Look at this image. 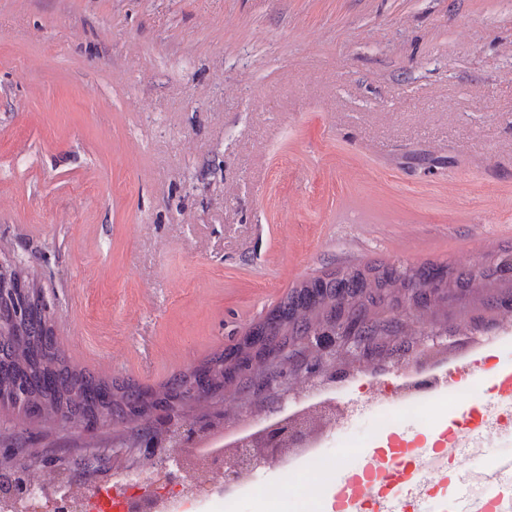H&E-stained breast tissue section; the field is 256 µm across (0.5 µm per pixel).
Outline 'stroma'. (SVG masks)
I'll use <instances>...</instances> for the list:
<instances>
[{
    "label": "stroma",
    "mask_w": 512,
    "mask_h": 512,
    "mask_svg": "<svg viewBox=\"0 0 512 512\" xmlns=\"http://www.w3.org/2000/svg\"><path fill=\"white\" fill-rule=\"evenodd\" d=\"M512 245V0H0V258L160 388L344 265ZM41 454L110 446L8 413Z\"/></svg>",
    "instance_id": "stroma-1"
}]
</instances>
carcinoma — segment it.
<instances>
[{"instance_id": "cac0c4a2", "label": "carcinoma", "mask_w": 512, "mask_h": 512, "mask_svg": "<svg viewBox=\"0 0 512 512\" xmlns=\"http://www.w3.org/2000/svg\"><path fill=\"white\" fill-rule=\"evenodd\" d=\"M512 269V247L499 249L482 268L472 271L446 266L440 289L423 291L434 274L430 266L374 265L343 267L303 282L266 317L251 328L263 336L240 343L238 363L264 361L288 350V360L305 357V337L323 330L342 336L344 315L360 317V335L372 339L370 357L379 361L398 356V348L426 331L432 309L448 300H477L483 310L512 304V287L500 288L502 272ZM347 309L336 308V298ZM0 408L25 417L62 420L79 425L101 415L120 416L131 406L149 416L162 403L202 386L212 393L234 384L220 352L203 366L170 379L163 390L150 393L130 379H103L72 365L62 354L47 318L14 287L0 288Z\"/></svg>"}]
</instances>
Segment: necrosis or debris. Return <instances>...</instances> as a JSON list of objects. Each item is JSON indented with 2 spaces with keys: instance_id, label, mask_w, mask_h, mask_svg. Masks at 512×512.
<instances>
[{
  "instance_id": "necrosis-or-debris-1",
  "label": "necrosis or debris",
  "mask_w": 512,
  "mask_h": 512,
  "mask_svg": "<svg viewBox=\"0 0 512 512\" xmlns=\"http://www.w3.org/2000/svg\"><path fill=\"white\" fill-rule=\"evenodd\" d=\"M512 341V324H503L485 336L464 327L449 337L448 347L428 360H400L394 374L384 375L375 366L351 373L342 381L302 388L288 408L289 416L320 419V429L303 447L288 453L281 467L295 476L317 478L307 512H347L336 499L335 477L327 476L325 450L337 435L363 417L372 423L365 447L374 449L385 468L383 477L368 474L358 512H383L385 493L398 492L397 512H420L430 503L431 512H449L458 493L445 482L426 481L418 467L426 449L445 448L464 442L462 453L441 459L451 472L471 468V451L491 447L495 438L512 434V403L489 405L488 380L501 359L498 348ZM467 405H459L460 395ZM430 414L429 429L405 439L398 420H413ZM196 470L171 487L158 466L145 465L122 476L100 477L88 482L68 483L60 479H32L35 496L0 502V512H282L291 486H275L246 479L225 487L217 457L197 452Z\"/></svg>"
}]
</instances>
